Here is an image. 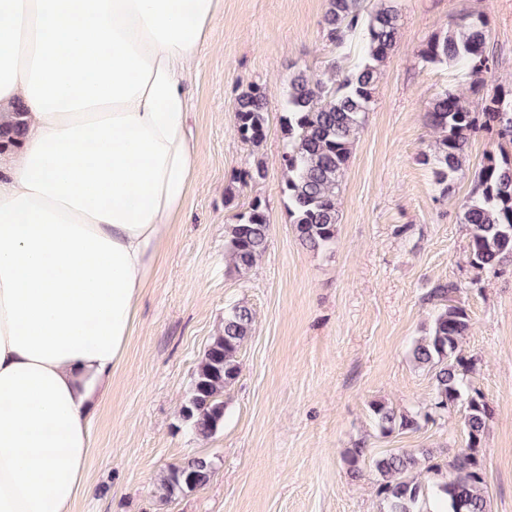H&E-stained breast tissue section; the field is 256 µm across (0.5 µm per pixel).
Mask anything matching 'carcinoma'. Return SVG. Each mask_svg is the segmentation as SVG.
Here are the masks:
<instances>
[{
    "mask_svg": "<svg viewBox=\"0 0 512 512\" xmlns=\"http://www.w3.org/2000/svg\"><path fill=\"white\" fill-rule=\"evenodd\" d=\"M370 0H328L320 21L323 37L341 49L356 41L360 53L346 65V56L327 62L326 71L311 75L293 72L281 104L279 122L284 134L280 164L283 171L288 215L300 244L309 251H323L336 242L341 177L354 143L371 111L380 66L399 41L398 0H382L372 10ZM489 29L481 14L465 13L447 29L433 34L421 50V59L432 64H452L476 80L472 104L463 93L443 88L426 108L429 125L438 138L434 150L421 154V163L433 169L441 195L450 190L449 180L463 164L472 141L489 133L497 150L485 153L472 189L462 204V223L468 227L466 259L477 270H495L512 263V89L487 80L495 66L487 52ZM239 139L255 148L266 139L270 103L266 86L249 84L233 101ZM16 120H0V151L15 147L25 135L17 105ZM262 161L243 169L235 180L246 187L265 177ZM229 225L224 255L238 273L250 271L267 251L271 233L266 206L259 198L235 214ZM459 286L438 284L430 297L440 302L424 335L410 350L414 365L432 379L433 396L426 410L398 411L383 401L370 403L379 433L418 430L433 415L458 411L466 434L465 448L447 462L448 474L428 449L397 450L373 455L365 442L349 449L348 472L357 479L363 466L378 476V493L387 512H423L427 498L441 500L445 512H490L485 495V472L479 448L492 407L485 396L470 386L468 375L475 359L461 354L470 330L466 309L454 303ZM254 314L246 305L224 313L221 332L212 337L194 373L191 390L181 409L182 421L196 436L209 438L224 427V391L240 374L239 353L252 333ZM215 471L204 455L172 464L163 472L165 499L207 485Z\"/></svg>",
    "mask_w": 512,
    "mask_h": 512,
    "instance_id": "cac0c4a2",
    "label": "carcinoma"
}]
</instances>
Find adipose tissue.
I'll return each mask as SVG.
<instances>
[{"label":"adipose tissue","mask_w":512,"mask_h":512,"mask_svg":"<svg viewBox=\"0 0 512 512\" xmlns=\"http://www.w3.org/2000/svg\"><path fill=\"white\" fill-rule=\"evenodd\" d=\"M221 0H0V512H71L92 417L198 176L187 77ZM22 109L23 105L18 103L17 108H15L14 112L11 113L16 116L15 120L7 121L6 123L2 120V112H0V151L16 147L15 139L22 138L25 135V126L21 127L23 123L19 120V118L25 113Z\"/></svg>","instance_id":"adipose-tissue-1"}]
</instances>
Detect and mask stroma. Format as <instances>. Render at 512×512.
I'll return each instance as SVG.
<instances>
[{
    "mask_svg": "<svg viewBox=\"0 0 512 512\" xmlns=\"http://www.w3.org/2000/svg\"><path fill=\"white\" fill-rule=\"evenodd\" d=\"M400 4L398 45L342 179L336 243L317 253L299 244L288 217L278 110L294 70L319 72L337 54L319 25L328 0H223L187 81L201 176L169 227L99 403L89 489L74 512H384L371 470L349 478L348 448L362 440L376 455L427 448L444 464L466 443L459 414L385 437L368 408L375 400L399 411L429 403L432 381L409 350L442 281L460 288L471 318L463 350L476 360L471 381L493 409L480 448L490 512H512V264L472 268L460 222L480 160L496 143L475 139L445 196L420 161L436 140L427 102L441 88L465 92L472 83L457 67L424 64L422 48L458 15H485L492 80L511 88L512 0ZM252 82L268 86L272 108L257 148L238 139L232 112ZM258 160L265 179L236 183V172ZM256 197L271 242L240 274L224 258L226 226ZM239 302L255 313L252 335L224 392V427L202 440L180 407L225 309ZM195 453L214 460L210 483L163 500L164 470Z\"/></svg>",
    "mask_w": 512,
    "mask_h": 512,
    "instance_id": "obj_1",
    "label": "stroma"
}]
</instances>
